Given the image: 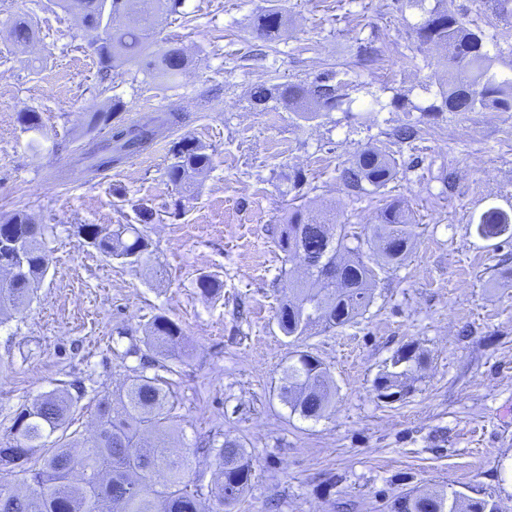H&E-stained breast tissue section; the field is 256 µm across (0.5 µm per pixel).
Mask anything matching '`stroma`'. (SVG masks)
I'll list each match as a JSON object with an SVG mask.
<instances>
[{
  "mask_svg": "<svg viewBox=\"0 0 512 512\" xmlns=\"http://www.w3.org/2000/svg\"><path fill=\"white\" fill-rule=\"evenodd\" d=\"M281 36L258 38L253 22L270 0H185L159 24V42L182 46L176 81L130 64L101 80L96 55L55 0H0V219L22 211L46 225L52 265L27 309L0 321V434L15 411L80 378L74 409L83 438L95 433L100 395L139 368L154 316L177 322L186 352L171 359V448L184 454L221 433L238 438L253 464L232 512H390L415 488L444 485L492 497L512 512V244L469 231L488 206L512 207V112H440L441 48L419 46L424 14L401 0H279ZM481 30L498 69L512 71V14L490 0H452ZM23 14L37 36L8 37ZM378 48L356 66L359 46ZM327 70L347 81L354 112L304 119L277 101L252 105L257 86L310 83ZM121 98L117 123L177 111L147 151L105 171L78 160L87 114ZM384 108L367 111L373 99ZM40 112L39 147L18 121ZM415 140L400 143L399 126ZM190 138L212 156L193 192L167 180L174 142ZM380 148L398 173L380 199H355L340 170ZM453 183H446L447 174ZM403 199L418 226L413 252L378 274L369 307L352 323L308 336L304 349L328 367L336 402L309 421L278 396L293 349L275 312L288 294L273 227L290 204L315 202L352 230L375 224L381 200ZM151 213L142 221L141 210ZM79 224H134L149 255L129 268L75 234ZM164 277H156V268ZM224 285L203 297L201 275ZM425 362L404 401L383 402L374 380L403 345Z\"/></svg>",
  "mask_w": 512,
  "mask_h": 512,
  "instance_id": "35a3bbf8",
  "label": "stroma"
}]
</instances>
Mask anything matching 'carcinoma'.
I'll use <instances>...</instances> for the list:
<instances>
[{
  "label": "carcinoma",
  "mask_w": 512,
  "mask_h": 512,
  "mask_svg": "<svg viewBox=\"0 0 512 512\" xmlns=\"http://www.w3.org/2000/svg\"><path fill=\"white\" fill-rule=\"evenodd\" d=\"M136 0H58L63 11L76 15L86 33H95L94 51L101 69L108 73L137 60L146 62L156 76L171 80L188 65L180 46H156L159 19L179 12L184 0H153V12L141 14ZM285 25L277 7L262 10L255 19L259 37L273 41ZM419 45L441 46L448 54L438 61L445 80L439 99L422 108L424 112H511L512 76L498 71L497 57L485 49L484 37L467 28L448 0H435L425 10L416 28ZM9 36L15 43L33 40L30 21L13 20ZM345 83L328 70L307 84L285 83L271 92L259 88L253 94L256 107L265 108L275 95L293 112L303 116L316 112L352 110L353 100L342 92ZM124 110V102L112 98L105 108L90 113L88 127L111 128L110 143L87 153L98 168L122 162L129 154L148 149L160 127L181 120L170 112L148 115L129 127L112 126V117ZM19 121L27 132L42 129L40 113L25 109ZM168 181L183 188L194 184L210 168L211 158L195 141L184 138L171 151ZM397 175L395 159L378 148L362 151L342 169L340 179L357 197L373 194ZM417 225L408 205L399 200L385 203L379 223L360 234L336 219L315 223L302 206L288 210L275 227V242L286 260L303 267L304 278L288 282V299L278 309L279 330L297 342L310 331L330 329L352 322L369 305L377 270L400 264L411 252ZM76 233L102 255L123 265L134 266L148 253L145 235L131 224L105 226L81 224ZM475 233L485 240H512V213L490 206L475 223ZM19 240L22 262L14 278L0 281V314L21 311L34 298L51 265L45 243V227L17 212L0 224V241ZM204 297L221 294L223 284L210 275L197 279ZM182 329L164 315L155 316L147 328L145 346L158 358L140 355L142 371L133 375L118 399L122 411H112V395L96 405V430L85 444L67 433L70 413L85 394L79 380H72L62 393L50 392L22 406L9 430L0 438V512H230L246 491L252 463L236 438L212 436L192 450L214 457L216 507L206 510L205 486L187 479L190 455H175L169 448L171 429L170 382L144 369L170 367L162 361L175 356ZM424 362L414 345L398 350L390 367L374 381L377 395L396 394L406 398L407 375ZM291 412L303 419L324 418L335 402L336 387L325 364L307 350H294L278 386ZM60 443L47 447L56 433ZM161 473L163 481L152 476ZM391 512H499L490 498H473L444 488L412 490L394 500Z\"/></svg>",
  "instance_id": "carcinoma-1"
}]
</instances>
